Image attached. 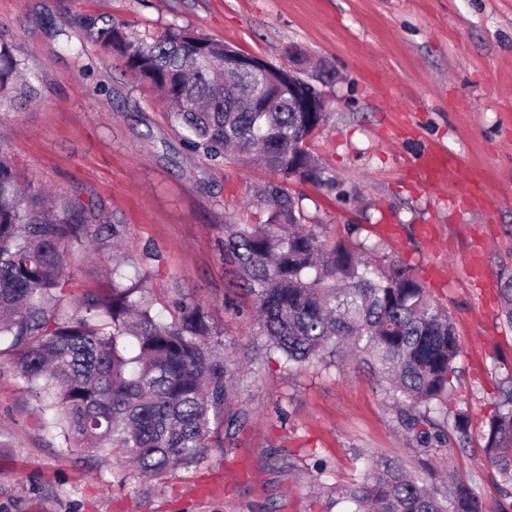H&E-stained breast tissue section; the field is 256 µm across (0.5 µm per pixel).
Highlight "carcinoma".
I'll list each match as a JSON object with an SVG mask.
<instances>
[{
    "label": "carcinoma",
    "instance_id": "cac0c4a2",
    "mask_svg": "<svg viewBox=\"0 0 512 512\" xmlns=\"http://www.w3.org/2000/svg\"><path fill=\"white\" fill-rule=\"evenodd\" d=\"M66 30L63 49L79 57L87 44L120 57L135 83L160 99L182 147L220 165L254 163L275 179L264 184L259 224L226 223L224 269L251 299L260 339L221 357L204 305L179 295L161 321L147 296V275L132 280L123 262L108 271L110 291L86 294L79 311L58 308L71 272L67 257L105 229L126 226L103 204L23 186L0 145V337L19 351V378L42 399L43 424L74 447L132 462L145 477L198 463L210 448L238 449L251 414L236 400L240 363L278 355L290 368L334 365L363 356L418 448L468 442V412L455 403L461 345L452 316L409 269H385L342 240L304 227L300 197L286 184L329 191L331 176L306 146L327 112H297L288 68L244 55L176 22L138 38L125 24L95 17ZM38 97L26 59L0 36V113ZM512 325V283L499 289ZM486 464L512 489V376L498 387L483 434ZM349 512H488L472 484L447 488L401 464L378 462L349 484L327 491Z\"/></svg>",
    "mask_w": 512,
    "mask_h": 512
}]
</instances>
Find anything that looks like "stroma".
Instances as JSON below:
<instances>
[{"label":"stroma","mask_w":512,"mask_h":512,"mask_svg":"<svg viewBox=\"0 0 512 512\" xmlns=\"http://www.w3.org/2000/svg\"><path fill=\"white\" fill-rule=\"evenodd\" d=\"M85 16L147 34L176 22L287 65L296 46L315 63L312 82L329 118L308 147L335 191L289 182L314 231L373 263L410 268L455 321L462 351L456 397L470 415L468 448L415 447L375 376L362 365L277 360L246 367L239 401L252 414L234 461L220 448L189 467L147 478L132 465L63 447L45 428L35 389L18 377L10 337L0 338V512H321L309 488L346 485L379 460L424 476L452 468L492 512H512L481 453L490 402L512 375V325L498 290L512 280V0H0V33L25 57L41 93L0 124L24 183L105 204L128 231L122 252L151 273L154 308L175 293L206 307L228 351L251 326L226 302L222 224L265 218L262 168L214 166L185 151L155 94L123 63L88 46L64 52L57 29ZM440 149L457 161L460 211L426 190L415 163ZM478 256L484 285L465 262ZM59 303L106 292L112 241L101 236L69 258ZM299 468L274 466L278 447Z\"/></svg>","instance_id":"obj_1"}]
</instances>
